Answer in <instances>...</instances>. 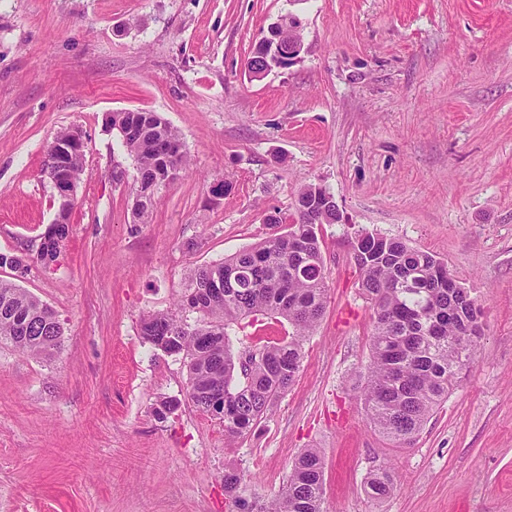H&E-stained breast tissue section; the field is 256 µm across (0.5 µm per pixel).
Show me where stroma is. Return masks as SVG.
<instances>
[{"mask_svg": "<svg viewBox=\"0 0 512 512\" xmlns=\"http://www.w3.org/2000/svg\"><path fill=\"white\" fill-rule=\"evenodd\" d=\"M289 12L300 60L249 80L253 46ZM126 110L160 113L189 161L142 224L136 164L107 121ZM68 129L84 135L83 171L45 267L34 256L58 203L44 167ZM309 184L342 214L318 230L326 310L294 384L231 444L191 402L183 356L141 321H194L188 270L283 233ZM365 231L447 263L482 311L473 367L406 447L361 396ZM0 252L30 260L0 280L64 331L50 358L0 342V512H230L225 471L267 499L311 447L325 512H512V0H0ZM288 332L265 316L231 346ZM384 465L399 486L375 499L366 479Z\"/></svg>", "mask_w": 512, "mask_h": 512, "instance_id": "stroma-1", "label": "stroma"}]
</instances>
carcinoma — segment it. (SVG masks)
<instances>
[{
    "instance_id": "obj_1",
    "label": "carcinoma",
    "mask_w": 512,
    "mask_h": 512,
    "mask_svg": "<svg viewBox=\"0 0 512 512\" xmlns=\"http://www.w3.org/2000/svg\"><path fill=\"white\" fill-rule=\"evenodd\" d=\"M250 71L271 70L276 58L265 42L251 51ZM112 128L136 162L134 216L137 223L152 207L168 173H181L187 155L176 131L157 112H114ZM304 187L293 205L288 230L188 272L184 307L198 314L194 324L169 314L142 321L144 339L188 367L192 403L211 413L224 402V437L246 436L267 416L293 384L304 357V343L318 326L328 298L327 268L317 229L341 221L340 211ZM69 235L68 214L58 216L36 261L58 257ZM355 258L360 286L372 315L370 361L362 397L370 424L398 444H409L435 409L447 400L463 369L475 361L482 335L480 308L464 288L453 287L447 263L407 243L378 237L360 245ZM275 316L291 328L288 341L233 352L230 331L246 320ZM0 339L35 356L50 357L63 345L56 312L16 284L0 280ZM241 477L224 474L232 512H324V461L306 448L287 482L267 501L237 494ZM367 487L381 499L397 488L395 472L371 473Z\"/></svg>"
}]
</instances>
